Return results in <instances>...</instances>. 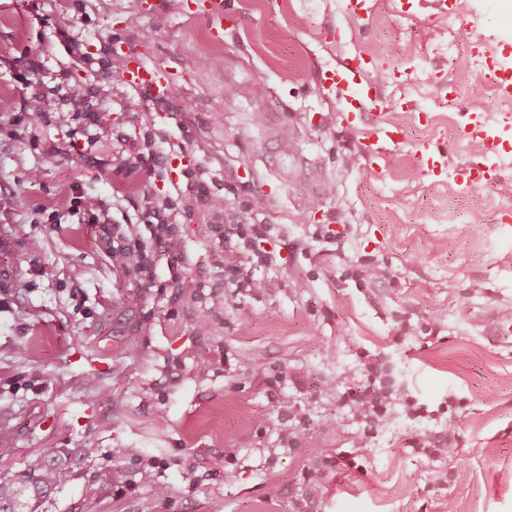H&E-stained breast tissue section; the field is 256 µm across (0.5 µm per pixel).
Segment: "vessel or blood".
<instances>
[{
	"label": "vessel or blood",
	"mask_w": 512,
	"mask_h": 512,
	"mask_svg": "<svg viewBox=\"0 0 512 512\" xmlns=\"http://www.w3.org/2000/svg\"><path fill=\"white\" fill-rule=\"evenodd\" d=\"M487 71L495 96L503 102H512V67L498 60L495 52H488ZM375 61L368 55H357L340 64L328 75L335 86L342 104L340 118L349 125L359 124L363 116L378 107V100L372 85L364 76L374 66ZM123 81L132 87L151 89L155 94L166 95L170 76L166 71L147 66L139 58H130L122 74ZM464 136L479 142L483 148L481 166L467 169L462 181L469 187H480L487 181V167L493 166L498 156L506 153V143L498 135L494 125L484 113H471L463 131ZM405 138L404 128L389 123H372L364 138V148L370 158H377L379 143H401ZM488 339L502 348H512V322L494 321L484 328Z\"/></svg>",
	"instance_id": "obj_1"
}]
</instances>
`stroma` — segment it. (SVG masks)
I'll use <instances>...</instances> for the list:
<instances>
[{"label": "stroma", "instance_id": "1", "mask_svg": "<svg viewBox=\"0 0 512 512\" xmlns=\"http://www.w3.org/2000/svg\"><path fill=\"white\" fill-rule=\"evenodd\" d=\"M449 3L374 0L360 19L341 0H224L218 39L195 0H0V482L41 458L56 480L34 512H512V349L475 323L512 313V158L477 189L458 175L482 152L463 112L502 109L462 54L472 38L512 54V0ZM358 54L383 65L375 121L407 132L375 162L326 83ZM118 55L173 71L167 98L114 81ZM57 85L101 117L100 156L154 137V171L97 166L53 124L38 135L57 153L33 149L17 119ZM435 138L448 159L431 172L418 148ZM191 168L272 226L264 288L225 287ZM147 191L172 197L188 264L132 307L134 277L71 206L92 192L110 223L135 222ZM363 260L378 278H355ZM369 358L432 416L398 405L364 437L350 399ZM449 397L453 452H413Z\"/></svg>", "mask_w": 512, "mask_h": 512}]
</instances>
